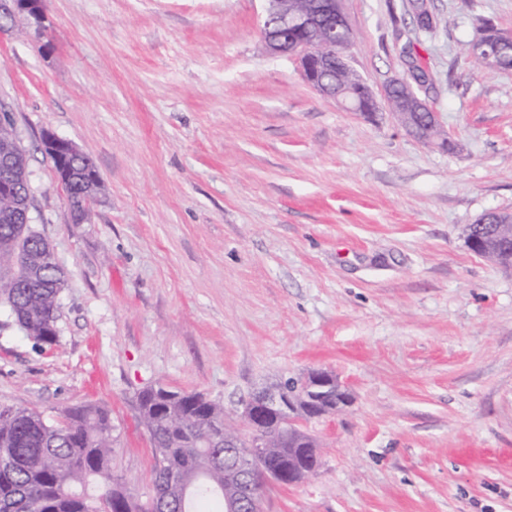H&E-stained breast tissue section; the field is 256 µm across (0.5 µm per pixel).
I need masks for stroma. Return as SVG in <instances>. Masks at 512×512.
Here are the masks:
<instances>
[{
  "instance_id": "35a3bbf8",
  "label": "stroma",
  "mask_w": 512,
  "mask_h": 512,
  "mask_svg": "<svg viewBox=\"0 0 512 512\" xmlns=\"http://www.w3.org/2000/svg\"><path fill=\"white\" fill-rule=\"evenodd\" d=\"M405 0H340L352 66L404 76ZM414 34L449 154L315 91L264 50L262 0H46L48 34L0 22V114L27 159L33 225L69 278L52 350L0 310V404L112 417V473L152 496L134 394L235 409L314 368L349 389L309 424L315 474L262 512H512V269L469 225L512 211V70L476 73L479 20L512 0H434ZM89 157L76 224L43 131Z\"/></svg>"
}]
</instances>
